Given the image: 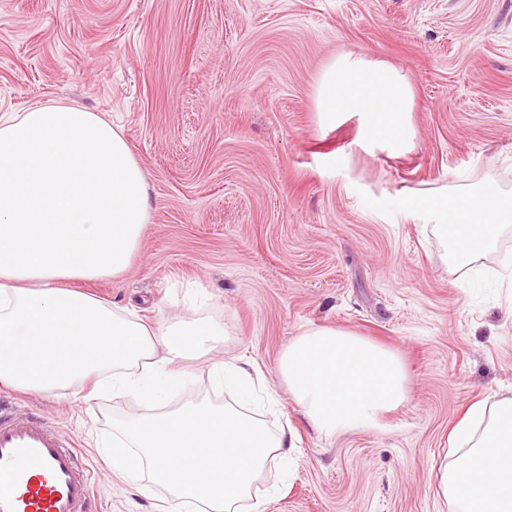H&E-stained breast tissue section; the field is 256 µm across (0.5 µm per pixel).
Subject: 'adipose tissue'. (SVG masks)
<instances>
[{"label":"adipose tissue","instance_id":"1","mask_svg":"<svg viewBox=\"0 0 512 512\" xmlns=\"http://www.w3.org/2000/svg\"><path fill=\"white\" fill-rule=\"evenodd\" d=\"M316 98L323 124L346 112L366 143L397 153L413 144V89L393 66L341 54ZM455 195L457 209L439 195L411 207L425 209L465 270L512 224V198L492 183ZM149 220L145 173L110 122L60 104L0 114V383L86 403L107 390L129 395L141 413L118 421L102 448L114 473L164 489L174 512H264L269 494L258 485L271 466L290 469L298 437L253 414L277 396L261 368L242 359L215 368L230 402L169 405L187 377L182 362L223 341L226 325L187 318L153 329L68 287L122 276ZM450 442L436 499L458 512H512V397L473 404Z\"/></svg>","mask_w":512,"mask_h":512}]
</instances>
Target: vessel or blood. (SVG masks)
Returning <instances> with one entry per match:
<instances>
[{"instance_id":"b4317fda","label":"vessel or blood","mask_w":512,"mask_h":512,"mask_svg":"<svg viewBox=\"0 0 512 512\" xmlns=\"http://www.w3.org/2000/svg\"><path fill=\"white\" fill-rule=\"evenodd\" d=\"M92 486L74 440L0 402V512H91Z\"/></svg>"}]
</instances>
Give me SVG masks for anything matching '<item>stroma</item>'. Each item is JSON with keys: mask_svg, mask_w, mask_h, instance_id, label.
Masks as SVG:
<instances>
[{"mask_svg": "<svg viewBox=\"0 0 512 512\" xmlns=\"http://www.w3.org/2000/svg\"><path fill=\"white\" fill-rule=\"evenodd\" d=\"M348 52L405 73L406 153L363 144L356 118L320 124L318 78ZM49 102L121 128L150 197L125 275L75 290L153 325H228L174 403L228 401L212 370L235 357L277 385L264 418L300 443L266 512H439L451 429L512 397V226L468 275L407 201L463 182L512 193V0H0V113ZM311 326L398 354L409 402L377 430L315 431L278 378ZM1 396L77 440L99 512H159L164 490L115 476L96 448L134 401Z\"/></svg>", "mask_w": 512, "mask_h": 512, "instance_id": "obj_1", "label": "stroma"}]
</instances>
